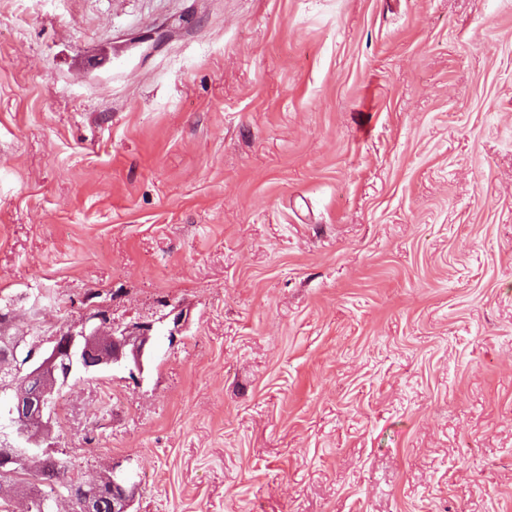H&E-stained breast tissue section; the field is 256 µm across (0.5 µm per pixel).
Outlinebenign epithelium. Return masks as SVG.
Returning a JSON list of instances; mask_svg holds the SVG:
<instances>
[{
    "label": "benign epithelium",
    "mask_w": 512,
    "mask_h": 512,
    "mask_svg": "<svg viewBox=\"0 0 512 512\" xmlns=\"http://www.w3.org/2000/svg\"><path fill=\"white\" fill-rule=\"evenodd\" d=\"M9 330V325H0V394L28 418L0 427V447L12 449L9 462L29 471L39 465L42 449L50 447L61 389L78 375L110 367L126 368L136 377L144 371L153 339V324H115L104 311L34 342ZM65 486L70 512H101L104 493L112 494L110 512H130L132 495L114 476L79 484L67 481Z\"/></svg>",
    "instance_id": "obj_1"
}]
</instances>
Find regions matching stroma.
Wrapping results in <instances>:
<instances>
[{"instance_id":"35a3bbf8","label":"stroma","mask_w":512,"mask_h":512,"mask_svg":"<svg viewBox=\"0 0 512 512\" xmlns=\"http://www.w3.org/2000/svg\"><path fill=\"white\" fill-rule=\"evenodd\" d=\"M101 309L131 512H512V0H0V312Z\"/></svg>"}]
</instances>
